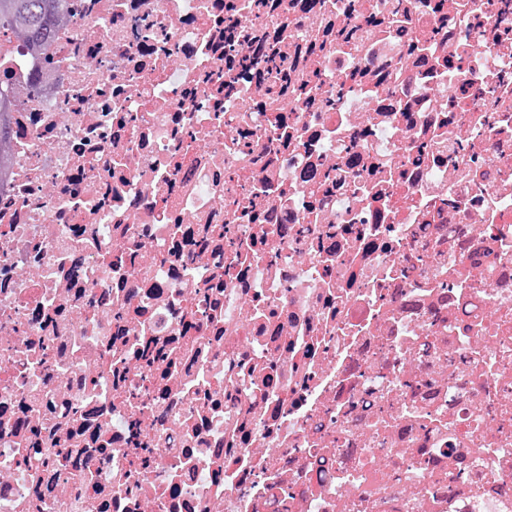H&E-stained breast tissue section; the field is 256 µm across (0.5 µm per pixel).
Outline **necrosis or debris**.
Wrapping results in <instances>:
<instances>
[{
    "instance_id": "4bbe7bcc",
    "label": "necrosis or debris",
    "mask_w": 512,
    "mask_h": 512,
    "mask_svg": "<svg viewBox=\"0 0 512 512\" xmlns=\"http://www.w3.org/2000/svg\"><path fill=\"white\" fill-rule=\"evenodd\" d=\"M61 6L0 30V512H512V0ZM67 22L60 0H0V29L9 30L35 56ZM30 91L29 87L18 86L12 88V91L2 95L0 93V179L6 174L10 162V134L9 127L4 118L8 110V102L15 95L25 94Z\"/></svg>"
}]
</instances>
